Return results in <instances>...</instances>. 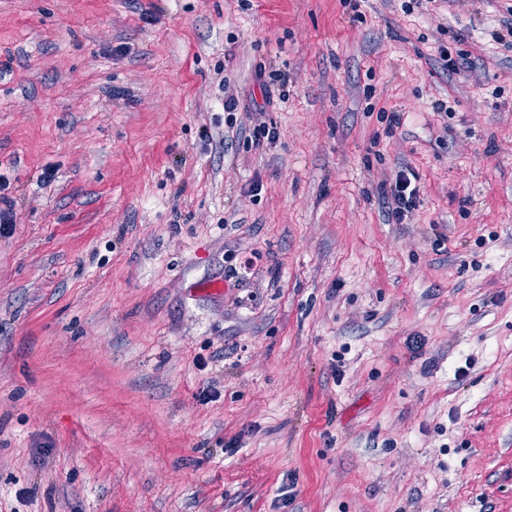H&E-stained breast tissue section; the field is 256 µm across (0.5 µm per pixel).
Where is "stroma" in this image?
<instances>
[{"mask_svg": "<svg viewBox=\"0 0 512 512\" xmlns=\"http://www.w3.org/2000/svg\"><path fill=\"white\" fill-rule=\"evenodd\" d=\"M511 12L0 0V512H512ZM415 180L413 172L405 168L399 171L395 181L389 184L388 188H383V196L391 201V216L396 223H404L408 214L415 207L419 197V188L412 182Z\"/></svg>", "mask_w": 512, "mask_h": 512, "instance_id": "35a3bbf8", "label": "stroma"}]
</instances>
